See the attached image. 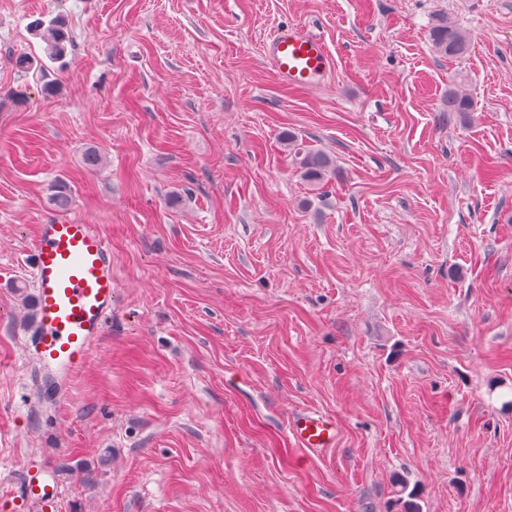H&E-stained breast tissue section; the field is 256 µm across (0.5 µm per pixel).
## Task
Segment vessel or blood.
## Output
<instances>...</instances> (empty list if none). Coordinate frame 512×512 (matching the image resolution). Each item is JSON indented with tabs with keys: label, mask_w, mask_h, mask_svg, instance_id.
Masks as SVG:
<instances>
[{
	"label": "vessel or blood",
	"mask_w": 512,
	"mask_h": 512,
	"mask_svg": "<svg viewBox=\"0 0 512 512\" xmlns=\"http://www.w3.org/2000/svg\"><path fill=\"white\" fill-rule=\"evenodd\" d=\"M265 55L279 83L290 89L325 84L334 69L323 40L300 25L277 28ZM28 279L36 301L27 347L64 396L112 315V250L98 225L51 217L36 227ZM288 429L295 444L310 452L335 447L339 437L336 418L316 409L293 412ZM62 493L53 469L7 472L0 475V512H56Z\"/></svg>",
	"instance_id": "vessel-or-blood-1"
}]
</instances>
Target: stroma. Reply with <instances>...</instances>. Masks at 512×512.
<instances>
[{"mask_svg":"<svg viewBox=\"0 0 512 512\" xmlns=\"http://www.w3.org/2000/svg\"><path fill=\"white\" fill-rule=\"evenodd\" d=\"M57 15L62 65L30 28ZM286 24L325 85L278 83ZM288 132L333 159L324 189ZM60 181L117 288L64 399L20 335ZM306 408L336 447L295 446ZM36 463L58 512H512V0H0V465ZM428 39L438 55L452 60L464 59L469 53L472 41L470 32L449 21L448 15L441 13L431 23ZM265 55L279 83L290 89L325 84L335 65L323 40L300 25L278 27L266 42ZM456 78L448 84V112L473 111L472 98L456 83ZM288 429L295 444L309 452L336 447L340 432L335 417L316 409L293 412Z\"/></svg>","mask_w":512,"mask_h":512,"instance_id":"obj_1","label":"stroma"}]
</instances>
